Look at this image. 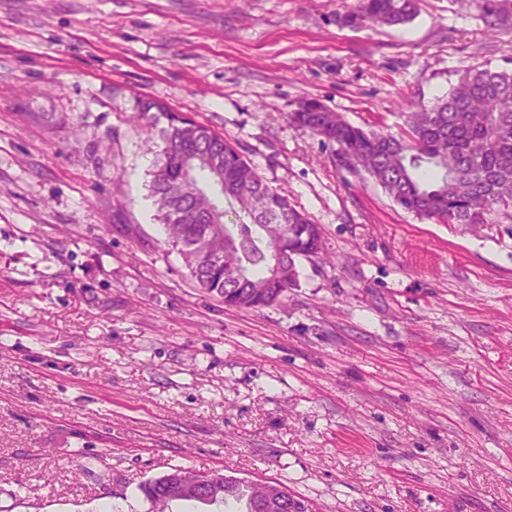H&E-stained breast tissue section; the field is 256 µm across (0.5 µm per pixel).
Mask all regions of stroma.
<instances>
[{"label": "stroma", "instance_id": "35a3bbf8", "mask_svg": "<svg viewBox=\"0 0 512 512\" xmlns=\"http://www.w3.org/2000/svg\"><path fill=\"white\" fill-rule=\"evenodd\" d=\"M346 3L0 0V512H148L173 465L314 512H512V208L436 223L288 120L398 131L460 67H512V26L421 0L351 29ZM142 98L320 225L280 303L226 307L172 252ZM208 473L209 472L198 471L190 467L171 466L169 467V470L165 474L158 478L151 479L140 484L138 489L141 492L144 499L150 503V512H154L152 510L154 501L159 497L168 496V494L165 493V488L168 485V483L172 481L171 479L185 475L207 477Z\"/></svg>", "mask_w": 512, "mask_h": 512}]
</instances>
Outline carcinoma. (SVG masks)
Here are the masks:
<instances>
[{
    "instance_id": "obj_1",
    "label": "carcinoma",
    "mask_w": 512,
    "mask_h": 512,
    "mask_svg": "<svg viewBox=\"0 0 512 512\" xmlns=\"http://www.w3.org/2000/svg\"><path fill=\"white\" fill-rule=\"evenodd\" d=\"M489 30L512 20V0H470ZM418 0H355L337 14L341 27L404 25ZM162 147L149 185L158 219L172 249L197 287L230 308L261 309L298 285V262L322 254L318 225L280 194L224 136L192 120L164 113ZM398 134L349 123L316 99L288 113L291 123L336 146L340 164L367 172L402 208L441 224H487L500 207H512V69L468 66L448 94L428 107L403 113ZM208 473L171 466L139 485L149 503L167 496L173 478ZM250 489L246 512H282L284 484H257L214 472L199 494L169 501L227 512Z\"/></svg>"
}]
</instances>
